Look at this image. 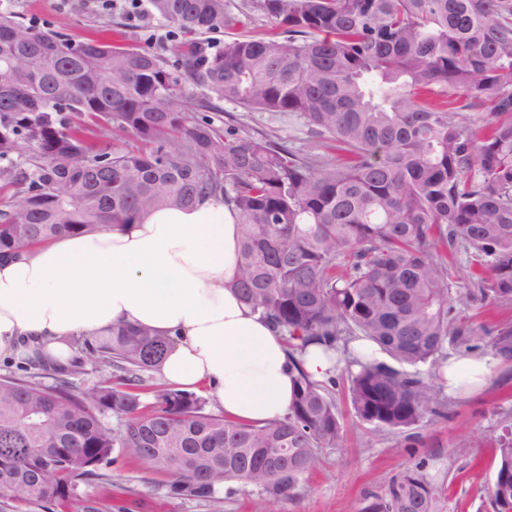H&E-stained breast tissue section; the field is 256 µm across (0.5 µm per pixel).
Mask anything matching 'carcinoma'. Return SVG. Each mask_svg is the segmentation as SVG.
<instances>
[{
  "mask_svg": "<svg viewBox=\"0 0 512 512\" xmlns=\"http://www.w3.org/2000/svg\"><path fill=\"white\" fill-rule=\"evenodd\" d=\"M185 34L244 25L226 0H148ZM282 42L242 35L206 55L74 40L0 11V257L162 208L217 201L240 217L247 304L290 354L318 344L345 362L347 395L376 433L443 417L433 367L446 343L512 361V326L468 324L448 249L512 301V0H259ZM307 128L322 159L212 99ZM484 107L481 113L473 112ZM378 345L394 364L359 361ZM171 343L147 326L83 340L71 368L34 361L0 376V512H57L107 493L116 456L171 474V494L211 501L259 489L258 512L296 493L343 424L329 388L298 370L288 414L263 425L206 412L151 384ZM106 373L82 388L78 368ZM430 365L422 372L420 365ZM116 424H111V419ZM492 512H512V432L497 448ZM358 512H438L424 465Z\"/></svg>",
  "mask_w": 512,
  "mask_h": 512,
  "instance_id": "cac0c4a2",
  "label": "carcinoma"
}]
</instances>
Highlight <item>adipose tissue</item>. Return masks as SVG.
<instances>
[{
  "label": "adipose tissue",
  "instance_id": "adipose-tissue-1",
  "mask_svg": "<svg viewBox=\"0 0 512 512\" xmlns=\"http://www.w3.org/2000/svg\"><path fill=\"white\" fill-rule=\"evenodd\" d=\"M240 224L224 205L160 209L131 224L60 235L0 260V357L61 365L77 342L123 323L173 340L159 373L234 420L265 424L292 404L299 372L325 380L332 360H299L237 289ZM493 361L470 351L442 362L448 394L483 382Z\"/></svg>",
  "mask_w": 512,
  "mask_h": 512
}]
</instances>
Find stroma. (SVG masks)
I'll return each mask as SVG.
<instances>
[{
	"mask_svg": "<svg viewBox=\"0 0 512 512\" xmlns=\"http://www.w3.org/2000/svg\"><path fill=\"white\" fill-rule=\"evenodd\" d=\"M227 4L233 13H246L249 21L240 29L200 36L207 52H216L243 34L278 36L256 0ZM0 11L13 12L26 22L40 19L45 28L76 40L92 36L112 45L158 52L170 47L175 33L148 8L132 18L120 5L102 12L96 0H0ZM335 377L342 445L320 454L296 495L276 503L277 512H357L366 493L382 492L394 477L420 463L441 494L440 512H477L486 499L498 440L505 427H512V362H496L480 389L449 397L446 417L379 436L356 418L344 372ZM110 474L112 493L104 500L103 512H254L259 499L257 490L248 487L213 501L178 498L168 490L166 473L150 472L122 458Z\"/></svg>",
	"mask_w": 512,
	"mask_h": 512,
	"instance_id": "stroma-1",
	"label": "stroma"
}]
</instances>
